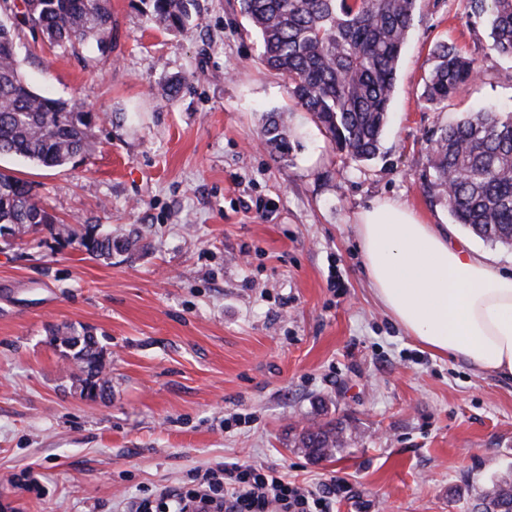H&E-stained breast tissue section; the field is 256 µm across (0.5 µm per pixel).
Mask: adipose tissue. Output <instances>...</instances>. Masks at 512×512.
Wrapping results in <instances>:
<instances>
[{"label": "adipose tissue", "mask_w": 512, "mask_h": 512, "mask_svg": "<svg viewBox=\"0 0 512 512\" xmlns=\"http://www.w3.org/2000/svg\"><path fill=\"white\" fill-rule=\"evenodd\" d=\"M357 231L372 293L407 334L477 373L512 379V271L396 200L362 210Z\"/></svg>", "instance_id": "obj_1"}]
</instances>
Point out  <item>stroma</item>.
<instances>
[{"instance_id":"stroma-1","label":"stroma","mask_w":512,"mask_h":512,"mask_svg":"<svg viewBox=\"0 0 512 512\" xmlns=\"http://www.w3.org/2000/svg\"><path fill=\"white\" fill-rule=\"evenodd\" d=\"M418 4L364 162L266 68L238 0H195L181 33L157 27L151 0H110L103 50L49 46L0 9L30 84L102 117L64 167L4 156L0 168L78 232L140 241L105 262L45 230L0 237V512H119L235 461L314 487L344 479L333 512H473L512 471V380L408 336L376 303L358 249L359 212L391 199L512 270V249L454 223L427 163L433 133L467 111L512 110V60L489 50L468 0ZM446 41L481 77L434 109L424 78ZM266 112L295 131L289 163L261 142ZM65 326L109 353L110 396L73 392L49 334ZM331 419L351 438L307 458L299 433Z\"/></svg>"}]
</instances>
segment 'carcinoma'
<instances>
[{"instance_id":"1","label":"carcinoma","mask_w":512,"mask_h":512,"mask_svg":"<svg viewBox=\"0 0 512 512\" xmlns=\"http://www.w3.org/2000/svg\"><path fill=\"white\" fill-rule=\"evenodd\" d=\"M192 0H152L162 29L180 32L192 22ZM417 0H240L257 31L265 65L288 79L290 96L311 113L336 149L356 161L375 157L388 122L397 73ZM470 15L488 20L490 49L512 58V0H469ZM21 24L59 47L112 42L108 0H29ZM14 32L0 27V156L15 155L45 167H63L90 149L95 112L32 88L18 56ZM475 61L445 42L432 51L423 97L434 108L477 81ZM261 136L283 163L290 161L293 130L282 115L263 118ZM433 186L456 223L491 244L512 248V113L478 110L430 139ZM42 226L77 239L90 257L112 259L135 249L137 238L91 230L77 235L59 224L33 194L32 184L0 169V231ZM56 346L75 361L72 387L87 398L111 390L108 361L86 328L51 330ZM346 427L327 422L299 435L315 459L343 449ZM481 512L512 504V474L479 494Z\"/></svg>"}]
</instances>
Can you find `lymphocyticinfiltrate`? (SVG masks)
<instances>
[{
  "instance_id": "lymphocytic-infiltrate-1",
  "label": "lymphocytic infiltrate",
  "mask_w": 512,
  "mask_h": 512,
  "mask_svg": "<svg viewBox=\"0 0 512 512\" xmlns=\"http://www.w3.org/2000/svg\"><path fill=\"white\" fill-rule=\"evenodd\" d=\"M344 489L340 479L309 489L268 467L227 462L200 474L193 487L164 488L157 497L167 512H330Z\"/></svg>"
}]
</instances>
